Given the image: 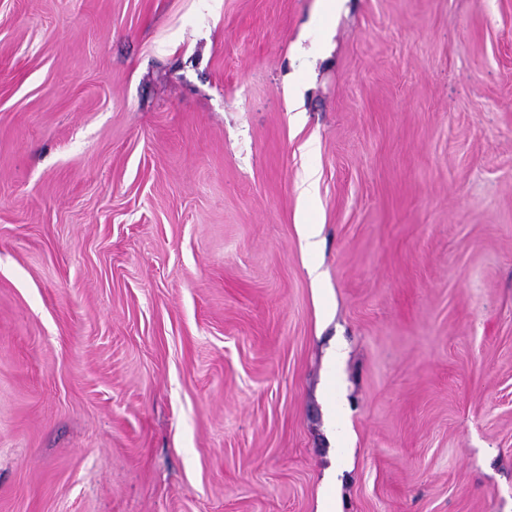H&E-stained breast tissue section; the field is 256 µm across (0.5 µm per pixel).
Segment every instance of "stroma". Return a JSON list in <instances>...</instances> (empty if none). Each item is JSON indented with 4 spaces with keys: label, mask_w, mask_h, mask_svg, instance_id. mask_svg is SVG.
<instances>
[{
    "label": "stroma",
    "mask_w": 512,
    "mask_h": 512,
    "mask_svg": "<svg viewBox=\"0 0 512 512\" xmlns=\"http://www.w3.org/2000/svg\"><path fill=\"white\" fill-rule=\"evenodd\" d=\"M329 476L512 512V0H0V512Z\"/></svg>",
    "instance_id": "stroma-1"
}]
</instances>
